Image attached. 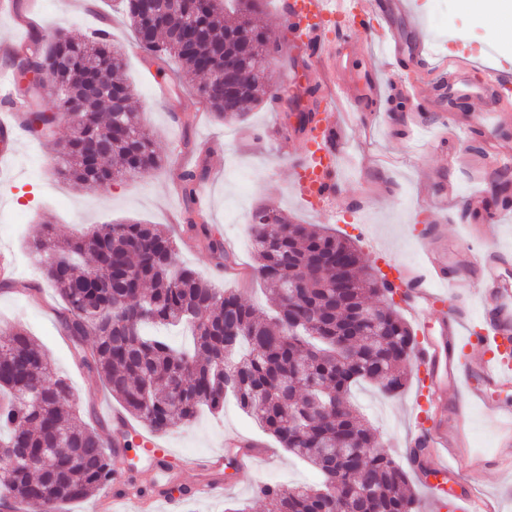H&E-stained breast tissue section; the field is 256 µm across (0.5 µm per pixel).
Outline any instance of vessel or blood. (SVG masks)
<instances>
[{
	"label": "vessel or blood",
	"instance_id": "obj_1",
	"mask_svg": "<svg viewBox=\"0 0 512 512\" xmlns=\"http://www.w3.org/2000/svg\"><path fill=\"white\" fill-rule=\"evenodd\" d=\"M407 0H287L279 13V42L298 41L314 53L328 73L334 74V88L345 99L349 111H357L367 100L384 99L382 85L375 75L350 81L336 77L344 54L355 33L371 35V19L381 15L393 19L406 13ZM428 52L423 41L405 51L396 41L388 45L391 66L406 67L408 62H425ZM438 79L427 94L416 97L411 124H418L424 112H449L455 101L475 95L467 68L446 61L431 67ZM512 75L496 72L481 99L485 109L497 112L507 101L506 88ZM10 85L0 78V136L19 140L24 132L21 105L10 102ZM338 115L322 113L309 136L306 149L293 166L292 186L300 199L316 209L341 208L336 194ZM385 285L403 301L404 310L418 327L421 342L413 358L418 379L415 420L418 438L431 450L422 480L431 507H438L444 491L441 479L462 466L479 470V460L471 458L463 430L468 422V402L479 400L492 407L494 414L507 419L509 429L502 445L512 447V276L503 270L498 253L481 256L471 279L450 272L439 244L423 251V263H389ZM474 296L485 311L479 325L463 328L464 299ZM463 386L461 396L446 400V386ZM455 512H494L489 501L477 499L470 487H463L455 499Z\"/></svg>",
	"mask_w": 512,
	"mask_h": 512
}]
</instances>
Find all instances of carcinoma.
<instances>
[{
  "label": "carcinoma",
  "mask_w": 512,
  "mask_h": 512,
  "mask_svg": "<svg viewBox=\"0 0 512 512\" xmlns=\"http://www.w3.org/2000/svg\"><path fill=\"white\" fill-rule=\"evenodd\" d=\"M156 27L144 30L140 0L122 10L147 55L173 56L178 79L218 73L224 61L238 78L224 112V94L198 86L214 116L247 119L244 108L272 97L265 67L271 32L254 24L262 0H179L181 18L157 0ZM248 32V49L236 34ZM15 71L36 69L43 83L21 91L31 103L28 128L52 137L51 111L78 121L62 146L57 174L75 185H109L148 176L162 159L132 108L134 89L108 34L74 39L56 31L28 42ZM50 87L51 106L41 107ZM208 175L207 158L179 176L183 199L194 200ZM187 231L217 257H227L203 215L186 211ZM254 273L275 307L270 316L216 288L177 260V243L155 224H98L60 241L51 228L31 245L48 284L65 304L62 327L75 358L99 378L123 408L155 433L190 425L206 408L218 411L233 397L241 410L289 453L319 473L316 485L259 488L267 512H417L407 472L386 450L369 451L376 434L348 400L351 387L374 383L391 395L405 387L404 352L417 342L395 306L386 302L383 276L353 242L311 225L290 224L269 207L250 217ZM100 275L89 277L88 263ZM148 323L182 325L192 350L146 337ZM91 348L83 347L88 335ZM68 385L22 328L0 329V446L27 453L0 458V498L44 510L91 495L112 476V448L103 432L72 410Z\"/></svg>",
  "instance_id": "carcinoma-1"
}]
</instances>
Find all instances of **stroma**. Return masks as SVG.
I'll use <instances>...</instances> for the list:
<instances>
[{
	"instance_id": "obj_1",
	"label": "stroma",
	"mask_w": 512,
	"mask_h": 512,
	"mask_svg": "<svg viewBox=\"0 0 512 512\" xmlns=\"http://www.w3.org/2000/svg\"><path fill=\"white\" fill-rule=\"evenodd\" d=\"M424 25L423 33L434 57L467 58L477 75L504 68L512 70V15L489 17L473 6V0H448L452 31L438 28L430 18L431 0H408ZM45 28L63 27L81 39L111 18L112 45L124 62V73L137 94L135 107L151 132L162 169L146 178H125L101 186L78 187L53 173L58 149L70 135L66 122H58L51 143L24 135L0 162V212L15 215L12 224L0 223V252L9 253L15 265L29 257V244L44 225H53L59 237L69 238L95 224L138 220L160 225L178 244L183 265L220 288H233L241 298L261 310L270 302L262 283L251 274L253 252L249 219L258 206L281 211L296 224H316L336 230L350 239L367 264L384 268L389 262L418 263L422 239L439 235L448 245V266L461 274L470 260L462 243L471 225L487 227V237L512 262V211L502 203L487 202L474 210L465 207L466 195L490 193V176L477 173L475 161L498 147H512V109L493 128L472 121L482 111L479 99L459 101L457 124L446 127L438 113L427 112L423 125L405 130L400 113L382 112L369 106L372 121L356 123L339 117L337 145L341 167L339 194L366 205L359 227L342 214L314 211L304 206L291 188L292 163L305 147L301 133H283V114L269 103L251 108L246 122L225 121L207 115L196 84L175 87L170 75L179 70L177 59L166 57L145 64L144 53L127 20L117 15L116 0H95L92 9H79L69 0H36ZM496 43L495 55L483 51L486 37ZM308 51L301 46H282L271 65L274 79H288L292 88L307 87ZM376 70L381 80L393 78L382 45L357 39L344 59V70L358 76ZM208 144L210 175L203 183L204 211L209 224L236 258L230 271L185 231V204L177 191L180 173L194 168L196 155L183 149L184 140ZM29 290H0V326L26 329L46 353L52 368L77 396L79 417L88 424L102 423L109 434L119 424L113 413L119 403L104 387L90 384L87 372L75 361L73 347L64 336L60 316L64 304L42 275L18 274ZM415 383L397 395L382 396L374 386L354 387L350 400L380 442L401 465H408L406 444L414 433L412 410ZM466 438L471 453L485 464L476 477L478 496L493 499L497 512H512V462H505L500 428L488 409L473 403L468 411ZM234 434L255 442V461L246 470L227 469L215 474L210 465L223 454L224 437ZM160 446L170 448L166 460L173 479L165 488L166 499L179 500L180 512H224L228 503L245 504L248 512H265L257 489L261 485L316 484L317 472L296 459L238 407L226 399L224 409L202 410L195 422L173 425L162 435ZM218 481L220 490L206 496L187 495L189 485Z\"/></svg>"
}]
</instances>
